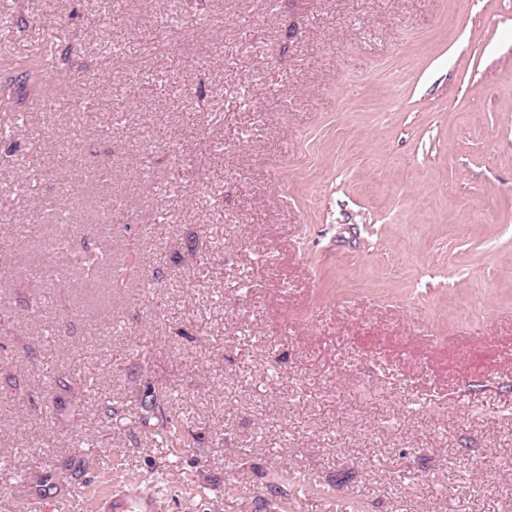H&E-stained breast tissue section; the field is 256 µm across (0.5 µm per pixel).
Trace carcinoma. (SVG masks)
<instances>
[{"label": "carcinoma", "instance_id": "cac0c4a2", "mask_svg": "<svg viewBox=\"0 0 512 512\" xmlns=\"http://www.w3.org/2000/svg\"><path fill=\"white\" fill-rule=\"evenodd\" d=\"M46 85L44 63H28L23 71L6 77L4 89H25L40 93ZM51 251L65 255L67 275H80L85 281L95 283L106 280L107 288H121L125 278L139 272L140 260L137 254L127 255L126 264L119 270L112 269V253L95 247H75L66 237L55 238L50 244ZM0 392L14 398L25 399L30 406H36L37 400L28 385L12 373L6 375L1 371L8 366L7 346L0 345ZM76 378L70 371L56 372L50 377L48 395L52 396L55 416L64 420L69 417V397L74 393ZM172 388L146 383L139 392L136 402L139 406V423L147 432L165 443L169 448L193 447L198 443V436L193 435L181 421L173 415ZM78 455L65 457L52 471L35 473L22 480L20 492L33 500H46L60 496L70 487H85L89 480L85 475L97 457L93 448H79Z\"/></svg>", "mask_w": 512, "mask_h": 512}]
</instances>
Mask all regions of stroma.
<instances>
[{
    "label": "stroma",
    "instance_id": "stroma-1",
    "mask_svg": "<svg viewBox=\"0 0 512 512\" xmlns=\"http://www.w3.org/2000/svg\"><path fill=\"white\" fill-rule=\"evenodd\" d=\"M46 41L74 81L0 99V314L79 416L0 399V512H512V0H0V68ZM58 236L141 280L61 285ZM87 440L86 495L17 493ZM77 379L73 376L70 370L63 372H56L50 377L49 390L46 393L47 401L52 398L55 416L60 417L62 420H67L70 411L68 410L69 400L68 398L75 390V384ZM49 395L51 397H49ZM172 391L170 387L147 382L144 390L137 394L136 402L140 410L138 420L142 427L177 453V448L199 447L195 446L199 438L186 430L185 425L173 415ZM103 509L108 512H156L160 507L157 501L148 495L133 498L121 494L111 498Z\"/></svg>",
    "mask_w": 512,
    "mask_h": 512
}]
</instances>
